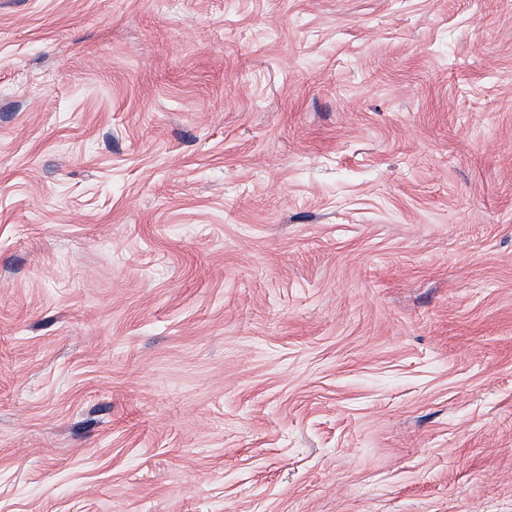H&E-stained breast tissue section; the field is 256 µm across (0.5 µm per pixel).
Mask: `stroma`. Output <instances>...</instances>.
<instances>
[{
  "label": "stroma",
  "instance_id": "35a3bbf8",
  "mask_svg": "<svg viewBox=\"0 0 512 512\" xmlns=\"http://www.w3.org/2000/svg\"><path fill=\"white\" fill-rule=\"evenodd\" d=\"M0 512H512V0H0Z\"/></svg>",
  "mask_w": 512,
  "mask_h": 512
}]
</instances>
